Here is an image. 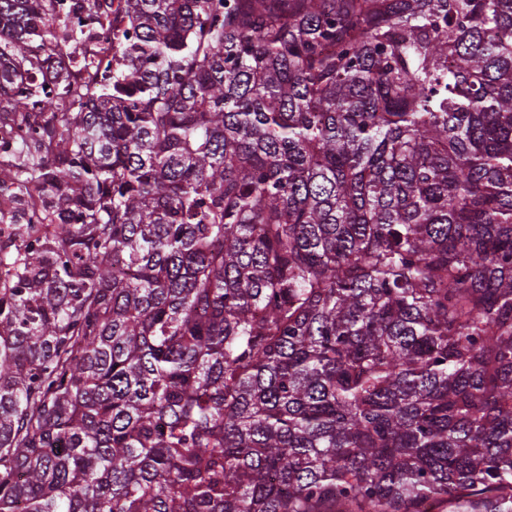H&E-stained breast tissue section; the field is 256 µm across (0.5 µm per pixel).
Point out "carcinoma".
Segmentation results:
<instances>
[{
  "instance_id": "obj_1",
  "label": "carcinoma",
  "mask_w": 512,
  "mask_h": 512,
  "mask_svg": "<svg viewBox=\"0 0 512 512\" xmlns=\"http://www.w3.org/2000/svg\"><path fill=\"white\" fill-rule=\"evenodd\" d=\"M61 2L0 0V512H512V0Z\"/></svg>"
}]
</instances>
